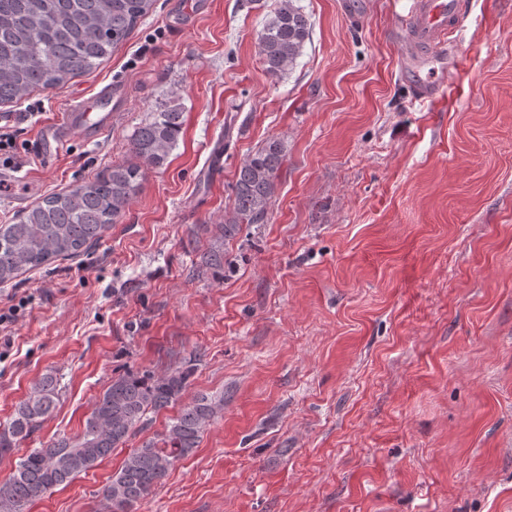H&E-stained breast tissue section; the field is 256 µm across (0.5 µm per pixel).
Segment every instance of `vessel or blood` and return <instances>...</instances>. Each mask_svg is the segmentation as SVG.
<instances>
[{
  "mask_svg": "<svg viewBox=\"0 0 512 512\" xmlns=\"http://www.w3.org/2000/svg\"><path fill=\"white\" fill-rule=\"evenodd\" d=\"M466 12L465 0H419L415 12L401 25L404 52L400 72L414 84L422 101L436 102L447 91L445 77L456 59L449 55L445 38ZM116 103L109 86L90 98L71 103L57 122L45 128L44 155L57 154L74 138L88 140L111 128Z\"/></svg>",
  "mask_w": 512,
  "mask_h": 512,
  "instance_id": "vessel-or-blood-1",
  "label": "vessel or blood"
}]
</instances>
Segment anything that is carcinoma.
Wrapping results in <instances>:
<instances>
[{
  "label": "carcinoma",
  "mask_w": 512,
  "mask_h": 512,
  "mask_svg": "<svg viewBox=\"0 0 512 512\" xmlns=\"http://www.w3.org/2000/svg\"><path fill=\"white\" fill-rule=\"evenodd\" d=\"M155 0H0V105L34 91L54 89L95 71L129 37ZM310 24L293 0H280L266 16L257 52L265 71L280 76L293 69L309 38ZM182 112H154L129 139L132 160L114 164L92 179L46 195L13 224H0V285L58 259L77 257L100 243L119 223L139 191L145 171L159 168L176 146ZM286 147L277 138L239 167L230 214L217 225L216 241L238 235L243 224H263L275 197ZM208 269L224 268V250L203 256ZM195 364L186 362L155 377L127 371L97 398L80 434L58 435L20 458L0 483V512H27L29 505L70 484L134 436L150 413L179 403ZM59 378L47 374L0 423V454L16 448L50 416L59 397ZM224 399L201 397L181 406L163 431L144 440L125 458L102 489L105 512H134L168 472L199 443Z\"/></svg>",
  "instance_id": "obj_1"
}]
</instances>
